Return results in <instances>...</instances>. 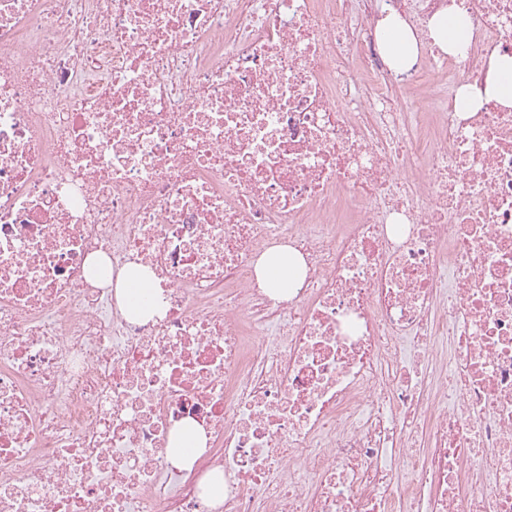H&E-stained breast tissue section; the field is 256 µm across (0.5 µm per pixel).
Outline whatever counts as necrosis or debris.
I'll use <instances>...</instances> for the list:
<instances>
[{"label":"necrosis or debris","mask_w":512,"mask_h":512,"mask_svg":"<svg viewBox=\"0 0 512 512\" xmlns=\"http://www.w3.org/2000/svg\"><path fill=\"white\" fill-rule=\"evenodd\" d=\"M502 56L512 0H0V512H512ZM457 15L464 14L459 11H451L443 17L435 20L431 25V36L433 41L444 51H448V47L455 48L453 41L457 33L453 20ZM384 30L385 34L390 32L389 42L385 40L390 64L394 69H400L404 55L417 53L416 41L411 31L397 19H392ZM508 65L512 69V58L500 57L492 61L486 94L497 98L505 105H512V81L501 79L502 73L499 76L500 71L508 68ZM510 69L506 70L505 73L509 78H512ZM304 267L302 256L288 247H277L269 254L263 255L258 262V281L262 288H269L272 296L287 298L288 288H296V284L288 281V267ZM154 288L152 278L141 277L138 274V269L129 267L127 274H121L118 283L117 297L122 300L128 311L127 299L134 288Z\"/></svg>","instance_id":"1"}]
</instances>
